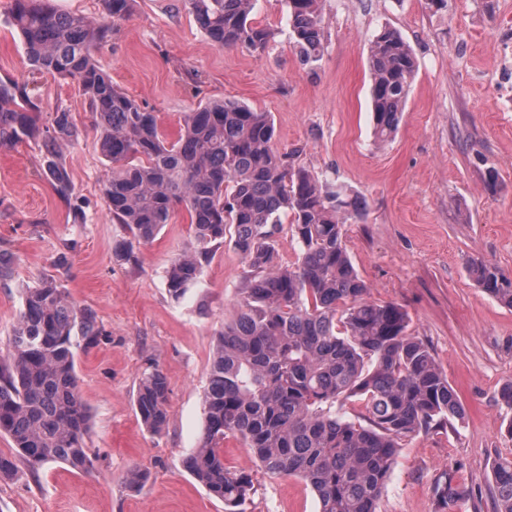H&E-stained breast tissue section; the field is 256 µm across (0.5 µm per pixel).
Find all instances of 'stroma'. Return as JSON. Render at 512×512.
Returning a JSON list of instances; mask_svg holds the SVG:
<instances>
[{
    "mask_svg": "<svg viewBox=\"0 0 512 512\" xmlns=\"http://www.w3.org/2000/svg\"><path fill=\"white\" fill-rule=\"evenodd\" d=\"M321 7L326 50L313 64L293 46L284 0H256L253 21L275 32L261 52L217 46L186 0H133L96 58L114 85L157 115L168 140L184 113L235 100L270 113L276 147L324 188L359 197L363 215L345 226L348 254L371 300L406 309L409 333L428 344L463 406L452 429L404 443L380 512H440L434 486L445 472L475 492L459 512H496L492 465L512 458V416L499 401L512 381V308L484 293L468 264L483 260L512 276V0ZM12 9L13 0H0V78L33 77L41 122L62 108L82 134L63 150L67 199L44 176L35 141L0 147V250L13 259L10 276L0 278V351L24 288L46 276L95 313L102 334L76 350L93 469L56 463L0 478V512H224L184 458L203 431L215 334L236 311L248 267L231 242L215 245L198 282L172 298L165 271L195 244L182 209L140 248L137 264L116 259L129 232L104 194L112 165L88 99L77 83L31 75ZM385 27L410 45L417 72L396 134L380 145L368 50ZM156 367L168 379L169 402L167 425L153 434L135 397ZM224 456L253 479L246 512H318L301 479L267 475L240 441L228 439ZM134 468L147 475L135 488L126 482Z\"/></svg>",
    "mask_w": 512,
    "mask_h": 512,
    "instance_id": "1",
    "label": "stroma"
}]
</instances>
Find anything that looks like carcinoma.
Here are the masks:
<instances>
[{
  "label": "carcinoma",
  "mask_w": 512,
  "mask_h": 512,
  "mask_svg": "<svg viewBox=\"0 0 512 512\" xmlns=\"http://www.w3.org/2000/svg\"><path fill=\"white\" fill-rule=\"evenodd\" d=\"M106 19L62 14L49 0H13L12 25L33 71L79 84L99 128V146L112 163L104 192L112 217L132 239L115 251L135 263L136 249L153 241L185 208L196 247L167 270L178 299L196 283L211 248L230 238L248 266L235 317L216 333L203 391L204 429L185 457L188 472L224 512H245L250 475L224 460V440L251 449L269 475L298 477L316 494L319 512H379L402 442L444 429L462 404L428 345L408 333L397 303H375L354 268L344 224L361 217L357 200L280 153L271 113L236 101H214L186 113L178 138L168 141L158 118L112 83L92 54L107 41L110 22L124 19L131 0H102ZM204 33L220 47L266 49L272 30L251 18L255 0H188ZM301 60L324 54L320 0H285ZM374 134H395L415 77L413 52L399 32L383 28L368 57ZM29 84L0 78V146L33 140L43 174L56 193L72 184L62 147L80 130L62 109L39 124ZM298 246L296 261L276 263L282 217ZM481 289L512 308V277L479 261L469 267ZM102 331L94 312L71 302L52 278L24 289L7 356L0 358V433L18 456L0 455V477L63 463L87 472L90 416L80 391L75 349L96 345ZM169 383L162 370L146 373L136 409L159 433L168 418ZM355 398L358 421L339 410ZM440 509L464 503L473 491L443 473L435 483ZM496 512H512V458L494 467Z\"/></svg>",
  "instance_id": "1"
}]
</instances>
